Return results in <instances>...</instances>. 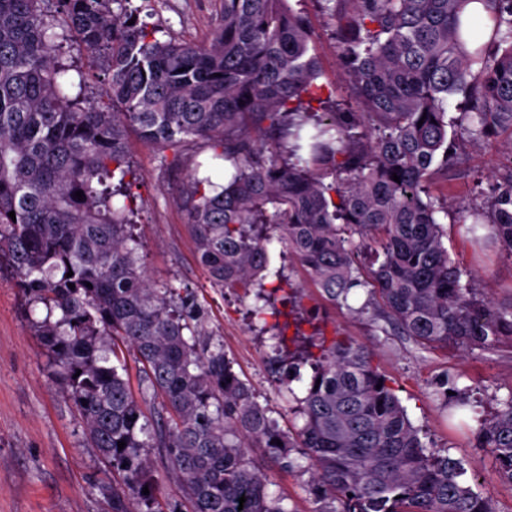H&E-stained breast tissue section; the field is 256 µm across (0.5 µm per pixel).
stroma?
I'll return each instance as SVG.
<instances>
[{
    "mask_svg": "<svg viewBox=\"0 0 512 512\" xmlns=\"http://www.w3.org/2000/svg\"><path fill=\"white\" fill-rule=\"evenodd\" d=\"M145 5L149 21L163 38L200 43L217 18V0H132ZM302 9L314 32V48L324 81L344 97L345 76L336 58L334 31L320 0H303ZM62 58L69 64L70 92L98 96L102 75L89 73L85 53L76 38H68ZM448 145L458 164L436 174L435 187L445 194L448 215L443 220L444 243L451 260L478 287L496 300H512V259L492 244L477 247L459 222L461 207H479L493 188V175L512 163V141L501 135L471 138L458 130ZM137 196L132 222L144 245L146 268L158 281L191 292L205 310L203 333L223 342L234 370L251 385L281 428L297 424L294 399L306 393L309 366H301L302 381L284 390L271 378L274 357L270 331L252 321L255 297L239 298L231 290L207 283L183 205L187 181L205 154L186 146L181 158L171 151L144 144L129 132ZM271 270H283L296 290L293 303L278 318L287 339L340 335L366 343L375 363L390 377L396 394L425 444L433 445L461 464L467 485L489 499L496 512H512V484L503 480L487 450L478 445L479 422L500 409L512 393V347L459 352L431 350L387 328L380 300L360 289L347 304L323 298L306 272L282 255L279 241L268 246ZM43 305H30L16 286L13 272H0V512H107L97 484L107 467L93 448L74 406L52 377L45 351L35 334ZM271 494L283 497L289 512H315L317 503L308 474L270 469Z\"/></svg>",
    "mask_w": 512,
    "mask_h": 512,
    "instance_id": "35a3bbf8",
    "label": "stroma"
}]
</instances>
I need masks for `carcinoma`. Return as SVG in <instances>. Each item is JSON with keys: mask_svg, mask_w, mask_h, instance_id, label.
Returning a JSON list of instances; mask_svg holds the SVG:
<instances>
[{"mask_svg": "<svg viewBox=\"0 0 512 512\" xmlns=\"http://www.w3.org/2000/svg\"><path fill=\"white\" fill-rule=\"evenodd\" d=\"M130 2L0 0V263L46 307L37 336L121 481L100 485L108 512H290L268 493L257 450L290 471L299 451L315 512H495L421 440L364 344L323 336L306 352L302 425L281 429L224 345L201 333L193 298L146 273L133 209L111 198L129 186V127L176 154L190 137L229 163L226 185L195 175L186 185L197 261L213 288H259L251 317L269 326L278 357L285 338L270 300L288 304L293 287L277 271L265 289L273 229L328 301L371 284L388 324L425 348L512 344V300L461 283L439 222L448 210L431 191L451 160L448 98L462 97L472 137H512V0H324L342 102L320 82L301 0H219L201 43L159 40ZM470 3L493 21L481 38ZM70 32L107 75L105 99L69 96ZM472 216L469 231L488 229L512 257V168ZM340 224L371 249L367 268ZM126 352L142 365L139 399L123 377ZM479 443L512 483V393L480 424ZM151 448L188 510L155 496Z\"/></svg>", "mask_w": 512, "mask_h": 512, "instance_id": "carcinoma-1", "label": "carcinoma"}]
</instances>
